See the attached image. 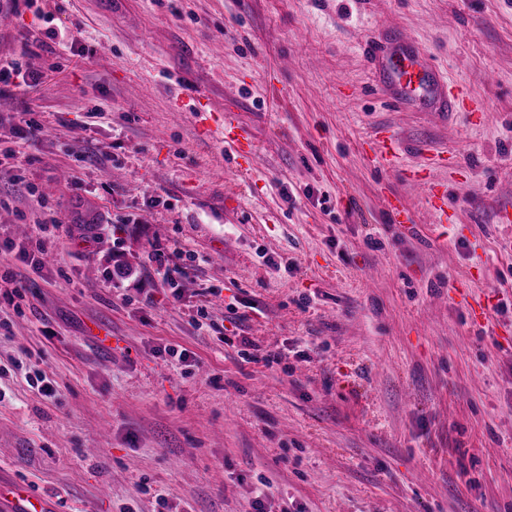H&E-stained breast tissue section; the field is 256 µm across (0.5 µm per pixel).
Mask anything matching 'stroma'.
<instances>
[{"label":"stroma","instance_id":"1","mask_svg":"<svg viewBox=\"0 0 512 512\" xmlns=\"http://www.w3.org/2000/svg\"><path fill=\"white\" fill-rule=\"evenodd\" d=\"M10 20L0 54L44 78L0 95V241L46 253L0 255L1 478L49 512H512V0H36ZM370 41L418 45L479 111L394 108Z\"/></svg>","mask_w":512,"mask_h":512}]
</instances>
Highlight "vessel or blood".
<instances>
[{
    "label": "vessel or blood",
    "instance_id": "vessel-or-blood-1",
    "mask_svg": "<svg viewBox=\"0 0 512 512\" xmlns=\"http://www.w3.org/2000/svg\"><path fill=\"white\" fill-rule=\"evenodd\" d=\"M367 60L378 84L398 109L422 105L428 111L449 117L468 109L463 89L428 54L412 48L370 42ZM0 501L17 512H47L45 501L27 485L0 482Z\"/></svg>",
    "mask_w": 512,
    "mask_h": 512
}]
</instances>
